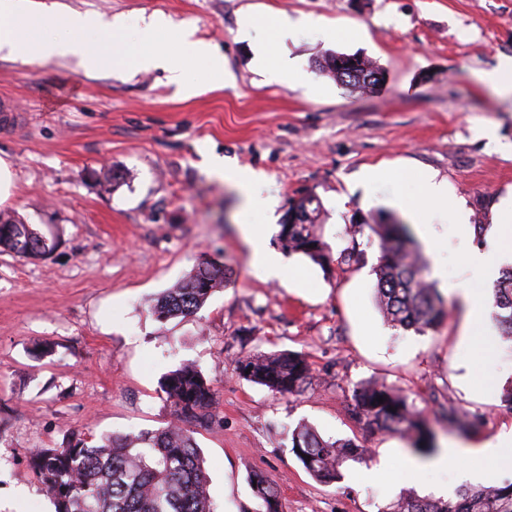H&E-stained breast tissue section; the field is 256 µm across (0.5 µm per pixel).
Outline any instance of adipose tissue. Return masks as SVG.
<instances>
[{"mask_svg":"<svg viewBox=\"0 0 512 512\" xmlns=\"http://www.w3.org/2000/svg\"><path fill=\"white\" fill-rule=\"evenodd\" d=\"M0 59L29 65L66 61L90 72L159 70L187 98L199 92L191 68L205 70L215 88L223 87L227 77L223 55L196 38L191 25L176 26L155 13L132 30L123 16L67 9L59 0L49 5L44 0H0ZM453 460L475 475L486 460L512 471V434L466 450L446 449L432 465L442 468Z\"/></svg>","mask_w":512,"mask_h":512,"instance_id":"1","label":"adipose tissue"}]
</instances>
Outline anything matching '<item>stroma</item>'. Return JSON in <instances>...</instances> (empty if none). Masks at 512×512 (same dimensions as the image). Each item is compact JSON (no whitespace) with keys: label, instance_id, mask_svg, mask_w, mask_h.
Wrapping results in <instances>:
<instances>
[{"label":"stroma","instance_id":"obj_1","mask_svg":"<svg viewBox=\"0 0 512 512\" xmlns=\"http://www.w3.org/2000/svg\"><path fill=\"white\" fill-rule=\"evenodd\" d=\"M76 10L137 19L161 13L194 23L233 79L183 98L163 72L85 73L70 64L0 60V98L26 116L0 123L17 190L0 212L57 241L43 258L0 253V512H52L29 466L33 449L75 435H123L163 428L172 418L161 388L169 371L195 365L214 390L213 419L196 427L215 512H257L248 483H275L279 512H381L406 490L429 496L437 483L457 489L455 467L404 471L410 452L396 435L372 432L348 413L354 388H402L423 411L438 448H468L512 431L501 405L512 382V342L492 317L495 275L469 263L473 250L503 269L488 240L492 216L512 195V93L481 80L512 57V0H62ZM260 20L241 34L240 14ZM310 16L325 32L283 37L277 15ZM332 51L376 61L382 79L359 92L322 74ZM295 59L289 83L268 80L259 53ZM263 177L274 212L245 208L243 193L210 175L206 154ZM384 165L394 174L361 179ZM105 169L120 179L107 187ZM448 182L432 229L412 223L422 178ZM311 194L318 231L332 253L347 247L346 226L390 212L409 222L442 298L447 321L424 334L389 326L373 286L378 243L363 260L323 267L288 253L278 240L292 199ZM470 212L453 224L457 201ZM264 231L283 275L266 278L244 227ZM222 257L232 271L189 316L158 322L149 307ZM463 280L485 309H467L446 280ZM476 341L462 343L465 330ZM293 351L312 365L301 392L283 396L236 371L247 354ZM477 422L449 432L446 412ZM324 438L351 439L365 461L349 460L334 483L317 481L291 451L299 425Z\"/></svg>","mask_w":512,"mask_h":512}]
</instances>
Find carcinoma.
Listing matches in <instances>:
<instances>
[{
	"label": "carcinoma",
	"instance_id": "1",
	"mask_svg": "<svg viewBox=\"0 0 512 512\" xmlns=\"http://www.w3.org/2000/svg\"><path fill=\"white\" fill-rule=\"evenodd\" d=\"M318 67L342 85L361 91L376 86L381 73L366 57L338 52L323 56ZM319 211L320 203L312 196L292 202L289 223L281 224L283 247L321 266L332 261L339 266L358 261L363 250L354 238L338 257H332L315 229ZM366 228L380 242L374 292L384 320L392 327L416 333L439 328L447 311L424 277L425 265L407 225L374 219L357 225V233ZM0 251L35 258L49 253L50 247L30 225L0 214ZM224 279V266L205 260L189 279L158 297L151 312L159 321L190 315ZM493 307L500 335L512 341V267L502 270L494 286ZM236 369L246 380L281 395L301 391L312 378L305 358L290 351L244 356ZM163 388L174 414V421L164 428L104 436L95 442L74 436L60 448L32 451L30 468L54 512H213L207 472L189 425L212 420L214 390L200 371L187 364L167 373ZM379 397L384 402H378ZM348 411L368 429L399 436L414 453L436 451L427 418L392 385L356 387ZM472 426L468 416L448 413V429L463 434ZM291 451L308 473L331 483L341 478L340 467L345 461L364 459L367 449L349 439L326 440L313 428L301 425L293 432ZM249 483L254 485L262 512H278L269 477L253 473ZM384 512H512V481L500 486L462 487L446 500L405 492Z\"/></svg>",
	"mask_w": 512,
	"mask_h": 512
}]
</instances>
